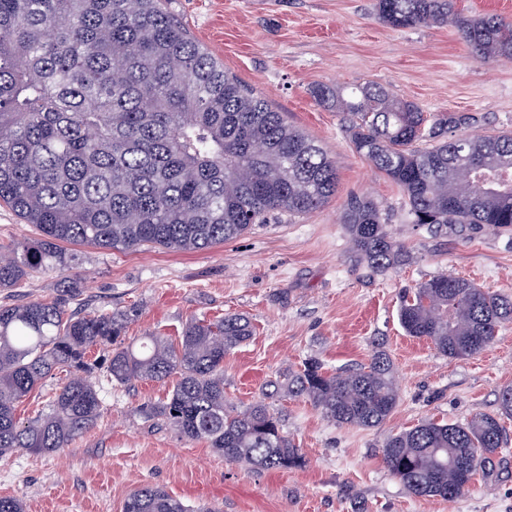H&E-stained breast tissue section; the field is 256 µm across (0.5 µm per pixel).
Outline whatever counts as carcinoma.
<instances>
[{"instance_id":"carcinoma-1","label":"carcinoma","mask_w":512,"mask_h":512,"mask_svg":"<svg viewBox=\"0 0 512 512\" xmlns=\"http://www.w3.org/2000/svg\"><path fill=\"white\" fill-rule=\"evenodd\" d=\"M375 9L396 28L455 26L484 62L512 58V22L495 14L463 18L454 0H376ZM313 96L352 117L353 149L402 189L411 223L512 226V184L495 180L512 172V134L457 135L474 117L431 122L415 103L370 85L319 86ZM336 187V161L224 71L161 0H0V201L40 232L21 248L0 246V288L58 268L61 243L201 250L270 213L316 209ZM343 223L372 268L404 261L373 200L351 199ZM74 293L65 286L51 299L0 304V459L50 455L97 424L101 400L84 376L86 356L110 346L112 381L172 380L165 400L144 405L147 417L207 441L230 463L303 466L266 404L234 410L224 399V357L252 336L249 319L192 320L177 343L149 334L133 344L125 336L132 311L71 312ZM398 319L444 356L473 357L512 320V298L440 274L403 296ZM59 371L69 378L48 413L17 418V404ZM285 387L341 426H380L398 402L380 356L340 373L309 359ZM498 406V417L423 421L390 435V474L417 497H463L506 445L500 417H512V387ZM123 512L190 509L144 485Z\"/></svg>"}]
</instances>
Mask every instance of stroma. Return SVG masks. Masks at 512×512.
<instances>
[{
  "mask_svg": "<svg viewBox=\"0 0 512 512\" xmlns=\"http://www.w3.org/2000/svg\"><path fill=\"white\" fill-rule=\"evenodd\" d=\"M376 0H162L163 8L337 167L336 192L300 216L269 215L241 237L195 252L154 246L103 251L64 245L65 267L0 288V303L48 299L62 281L77 294L71 310L136 309L128 339L148 333L179 341L192 319L238 314L252 337L224 360V397L237 409L265 403L305 459L301 468L260 471L228 463L205 441L145 419L141 404L161 401L167 382H112L101 359L90 379L102 401L97 424L50 456L19 451L0 461V496L28 512H123L144 485L191 507L217 512H512V417L491 476H476L453 502L406 493L383 459L387 438L425 419L464 423L498 412L512 386V320L480 355L451 359L398 321L401 296L442 273L512 298V228L439 229L407 218L403 191L350 143V117L318 103L316 87L374 84L415 102L431 118L475 117L485 136L512 133V60L476 59L450 25L394 28ZM367 197L408 252L376 271L356 256L342 222L347 202ZM389 358L399 392L375 428L338 425L305 398L272 394L270 384L319 359L333 371Z\"/></svg>",
  "mask_w": 512,
  "mask_h": 512,
  "instance_id": "stroma-1",
  "label": "stroma"
}]
</instances>
